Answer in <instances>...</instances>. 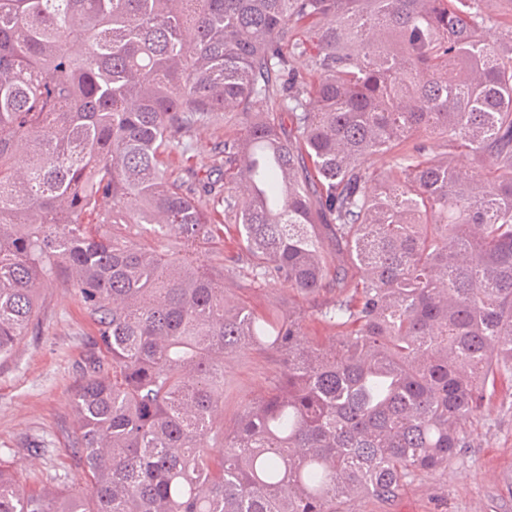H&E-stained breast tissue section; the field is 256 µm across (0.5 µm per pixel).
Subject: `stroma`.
Masks as SVG:
<instances>
[{"instance_id":"35a3bbf8","label":"stroma","mask_w":512,"mask_h":512,"mask_svg":"<svg viewBox=\"0 0 512 512\" xmlns=\"http://www.w3.org/2000/svg\"><path fill=\"white\" fill-rule=\"evenodd\" d=\"M238 133L226 114L198 127L165 165L186 179L187 167L209 169L225 140ZM197 248L224 271L229 295L257 312L305 306V299L276 284L251 282L235 269L233 234H215ZM39 325L0 361V465L29 490L64 486L82 477L72 409L74 390L89 365L101 357L96 322L78 289L57 280L40 295ZM280 370L278 357L246 349L224 363L221 418L232 429L244 405L260 395ZM468 446L448 467L408 482L392 504L371 498L352 502L351 512H512V382L503 381L463 425Z\"/></svg>"}]
</instances>
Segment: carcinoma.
<instances>
[{"label": "carcinoma", "mask_w": 512, "mask_h": 512, "mask_svg": "<svg viewBox=\"0 0 512 512\" xmlns=\"http://www.w3.org/2000/svg\"><path fill=\"white\" fill-rule=\"evenodd\" d=\"M486 3L0 0V359L59 278L108 354L73 395L90 489L0 465V512H349L467 447L512 380V24L489 43ZM223 112L224 188L170 180L163 155ZM201 197L250 280L311 311L258 314L135 241L210 236ZM255 346L283 371L227 432L224 357Z\"/></svg>", "instance_id": "cac0c4a2"}]
</instances>
